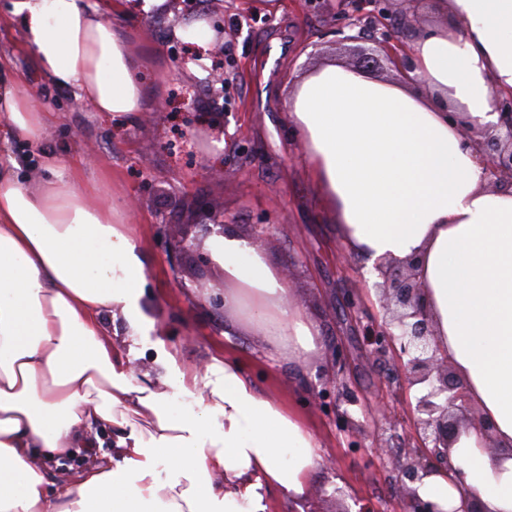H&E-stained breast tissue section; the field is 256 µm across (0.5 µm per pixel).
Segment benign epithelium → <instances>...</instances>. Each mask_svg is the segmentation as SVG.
Here are the masks:
<instances>
[{
	"label": "benign epithelium",
	"instance_id": "benign-epithelium-1",
	"mask_svg": "<svg viewBox=\"0 0 512 512\" xmlns=\"http://www.w3.org/2000/svg\"><path fill=\"white\" fill-rule=\"evenodd\" d=\"M364 3L356 5L343 17L337 28L340 41L358 43L362 36L345 33L361 26ZM410 28L416 17L408 11L394 16L388 7L373 12L372 46L358 47L357 67L367 73L386 62L402 69L409 67L410 48L392 32L393 22ZM499 120L492 134L476 138L465 132L464 145L475 149L482 159L488 183L512 190V94L496 98ZM418 260H380L375 264L379 281L373 284L379 294L383 317L364 330L365 347L372 354L392 353L403 369L408 387H418L413 420L417 427L416 444L408 460L400 465L403 484L396 512H443L436 504L425 501L413 484L437 472L450 473L448 447L459 433L461 415L491 435L490 425L469 406L466 394L447 356L440 353L435 341L424 285L419 279Z\"/></svg>",
	"mask_w": 512,
	"mask_h": 512
}]
</instances>
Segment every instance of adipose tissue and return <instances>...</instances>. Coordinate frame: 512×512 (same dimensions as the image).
<instances>
[{
	"instance_id": "adipose-tissue-1",
	"label": "adipose tissue",
	"mask_w": 512,
	"mask_h": 512,
	"mask_svg": "<svg viewBox=\"0 0 512 512\" xmlns=\"http://www.w3.org/2000/svg\"><path fill=\"white\" fill-rule=\"evenodd\" d=\"M38 71L95 111L134 124L145 112L130 43L87 0H9ZM451 26L421 32L408 81L327 61L284 102L323 207L365 274L417 257L437 343L492 426L462 428L449 449L459 475L418 482L444 512L461 497L512 512V191L487 188L462 126L498 122L512 91V0H438ZM35 95L0 86V143L40 146ZM0 153V512H266L270 493L309 495L323 449L306 423L256 392L232 356L205 372L157 340L137 371L128 336H155L144 308L143 246L129 202L81 189V169L41 154L24 179ZM203 245L224 272V333L261 336L273 358L322 348L283 269L250 238L212 227ZM111 430L94 467L51 464Z\"/></svg>"
}]
</instances>
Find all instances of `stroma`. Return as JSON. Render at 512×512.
<instances>
[{
	"label": "stroma",
	"mask_w": 512,
	"mask_h": 512,
	"mask_svg": "<svg viewBox=\"0 0 512 512\" xmlns=\"http://www.w3.org/2000/svg\"><path fill=\"white\" fill-rule=\"evenodd\" d=\"M351 2L209 0L205 19L224 37L206 50L229 77L216 96L187 58L197 44L171 38L172 19L116 9V0H88L139 57L147 110L138 125L117 124L32 68L19 18L0 21V55L12 57L15 75L54 114L41 150L103 180L106 195L138 202L131 222L146 248L151 304L164 339L182 349V367L204 369L213 352L239 359L256 391L299 413L334 457L333 465L313 471L310 501L328 508L338 495L349 506L360 499L374 512H393L398 472L377 455L375 442L413 445L416 392L392 357L366 352L349 326L344 293L355 294L370 317L382 318L383 311L361 265L336 259V224L319 201L284 110L298 75L329 57L355 63L336 35L340 11ZM212 209L223 213L228 230L246 237L254 225H267L268 258L289 267L297 302L321 330L323 348L310 363L269 359L259 337L225 336L222 307H197L199 293L224 285L202 245ZM340 344L354 357L346 372L330 361ZM378 399L394 408L393 420L366 413V402ZM343 411L352 425L340 424Z\"/></svg>",
	"instance_id": "1"
}]
</instances>
